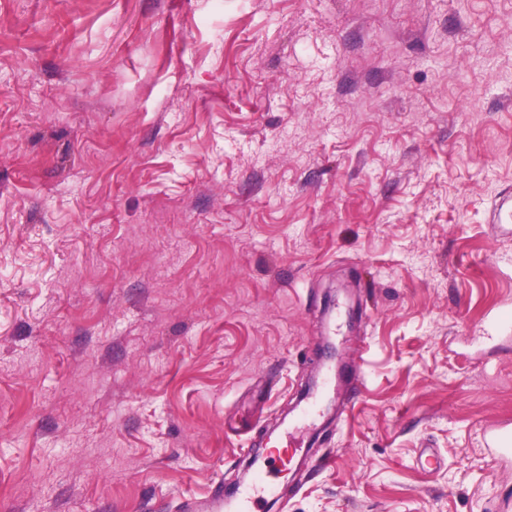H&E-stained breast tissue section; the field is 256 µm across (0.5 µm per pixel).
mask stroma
Returning <instances> with one entry per match:
<instances>
[{"label": "stroma", "instance_id": "35a3bbf8", "mask_svg": "<svg viewBox=\"0 0 512 512\" xmlns=\"http://www.w3.org/2000/svg\"><path fill=\"white\" fill-rule=\"evenodd\" d=\"M508 188L512 0H0V512L212 495L328 336L271 512H507ZM318 412L319 399L317 397L310 398L298 414L295 424L289 422L288 427L283 432V439L287 447L288 443H301L305 426H310L315 422ZM485 449L493 460L512 456V428L508 425L493 426L484 432Z\"/></svg>", "mask_w": 512, "mask_h": 512}]
</instances>
